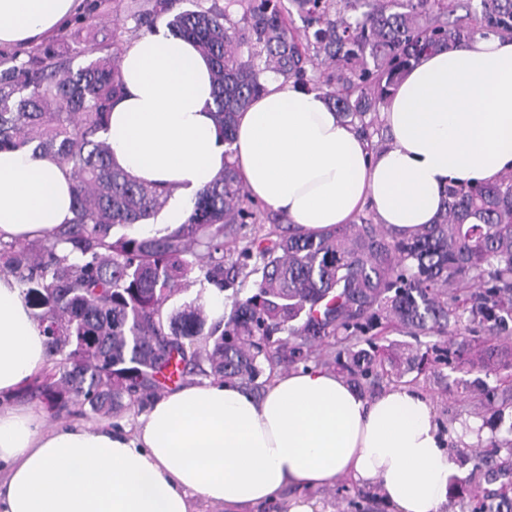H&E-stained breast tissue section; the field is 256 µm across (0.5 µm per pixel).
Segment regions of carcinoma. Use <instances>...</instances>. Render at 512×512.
<instances>
[{"label":"carcinoma","mask_w":512,"mask_h":512,"mask_svg":"<svg viewBox=\"0 0 512 512\" xmlns=\"http://www.w3.org/2000/svg\"><path fill=\"white\" fill-rule=\"evenodd\" d=\"M178 0H153L133 14V33ZM297 13L305 41L288 28ZM244 26L226 10L172 16L175 37L194 41L212 64V116L231 144L238 113L274 73L326 88L344 120L377 111L423 53L460 45L478 31L512 35V0H244ZM122 40L73 68L70 48L35 47L0 54V150L51 156L70 170L73 219L51 236L0 241V265L23 286L48 337L51 368L29 395L60 411L75 400L93 412L130 405L193 371L199 336L212 340L210 373L254 380L272 354L256 336L282 332L301 340L292 354L333 336L339 351L377 326L378 317L419 332L447 335L468 307L486 334L512 321V176L477 186H449L433 224L398 236L381 224L288 232L243 249L247 272L224 266L240 225L256 215L235 167L200 190L187 223L163 236L127 230L154 217L171 191L138 183L112 159L103 138L120 95ZM247 59H242V49ZM201 285L232 290L227 319L206 325L202 306L164 313L191 274ZM256 276L255 293L243 295ZM354 352L350 381L399 375L392 357L367 338Z\"/></svg>","instance_id":"carcinoma-1"}]
</instances>
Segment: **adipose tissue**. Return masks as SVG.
Listing matches in <instances>:
<instances>
[{
  "label": "adipose tissue",
  "mask_w": 512,
  "mask_h": 512,
  "mask_svg": "<svg viewBox=\"0 0 512 512\" xmlns=\"http://www.w3.org/2000/svg\"><path fill=\"white\" fill-rule=\"evenodd\" d=\"M84 0H0V50L58 34ZM122 92L105 134L114 161L147 185L172 188L157 224H185L197 191L235 162L247 194L301 233L349 223L363 208L407 235L438 216L451 185L512 169V39L478 35L432 51L400 79L375 149L323 92L280 76L237 118L216 126L210 65L193 41L141 35L121 58ZM73 218L67 167L28 150L0 151V240H34ZM48 366L47 338L25 288L0 276V512H192L190 498L246 512L289 487L346 477L377 487L390 512H439L455 450L430 399L409 385L368 398L333 371L274 377L256 397L236 382L185 384L133 425L73 421L49 429L10 399Z\"/></svg>",
  "instance_id": "1"
}]
</instances>
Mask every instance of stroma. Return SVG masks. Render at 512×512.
<instances>
[{
  "label": "stroma",
  "mask_w": 512,
  "mask_h": 512,
  "mask_svg": "<svg viewBox=\"0 0 512 512\" xmlns=\"http://www.w3.org/2000/svg\"><path fill=\"white\" fill-rule=\"evenodd\" d=\"M131 2L114 0L113 10L98 14L91 30L81 33L75 44V65L95 60L116 30L133 27L128 10ZM383 343L403 362L422 352L434 359V367L419 376L414 386L431 400L444 435L453 436L458 422L469 418L481 421L484 434L462 450L461 473L451 478L448 500L441 508V512H471L478 496L497 487L496 482L488 483L479 477L478 464L492 455L501 459L508 456L499 442L505 436V423L512 421V330L491 338L480 331L463 335L452 328L447 338L441 340L391 325L384 331ZM153 401L149 395L134 407L99 413L72 403L59 414L45 413L44 422L49 428L75 417L115 425L130 423ZM309 495L317 499L322 512H388L385 506L377 504V490L345 478L332 487L310 490Z\"/></svg>",
  "instance_id": "35a3bbf8"
}]
</instances>
